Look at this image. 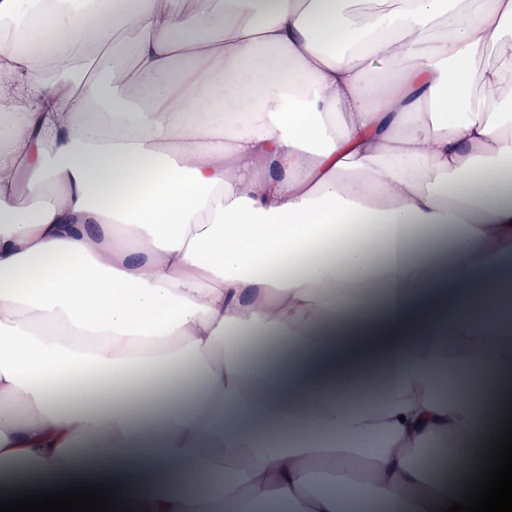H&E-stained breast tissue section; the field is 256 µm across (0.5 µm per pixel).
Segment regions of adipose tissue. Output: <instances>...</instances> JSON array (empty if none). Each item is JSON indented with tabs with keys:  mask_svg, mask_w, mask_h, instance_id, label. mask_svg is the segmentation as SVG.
Returning <instances> with one entry per match:
<instances>
[{
	"mask_svg": "<svg viewBox=\"0 0 512 512\" xmlns=\"http://www.w3.org/2000/svg\"><path fill=\"white\" fill-rule=\"evenodd\" d=\"M510 77L512 0H0V496L455 500L413 459L512 414Z\"/></svg>",
	"mask_w": 512,
	"mask_h": 512,
	"instance_id": "obj_1",
	"label": "adipose tissue"
}]
</instances>
